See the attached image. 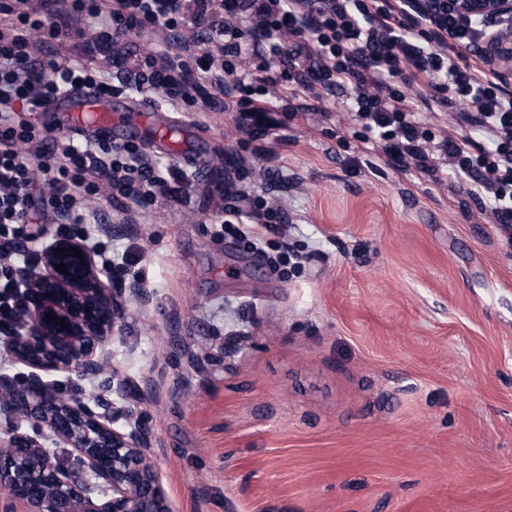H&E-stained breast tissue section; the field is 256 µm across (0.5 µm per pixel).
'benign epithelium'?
Wrapping results in <instances>:
<instances>
[{"label":"benign epithelium","mask_w":512,"mask_h":512,"mask_svg":"<svg viewBox=\"0 0 512 512\" xmlns=\"http://www.w3.org/2000/svg\"><path fill=\"white\" fill-rule=\"evenodd\" d=\"M417 4L499 20L482 51L499 78L512 84V0ZM61 263L67 271H58ZM19 277L22 310L9 336L18 360L46 373L96 372L97 351L123 326L122 289L112 287L83 244L67 238L43 247L38 262ZM0 417L10 424L0 448L16 450L6 465L0 455V497L23 503L26 512H174L146 454L152 434L140 414L72 405L36 374L23 385L0 381ZM21 421L32 433L20 431ZM52 446L69 449V461H61Z\"/></svg>","instance_id":"7a95c632"}]
</instances>
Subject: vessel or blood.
Instances as JSON below:
<instances>
[{
  "label": "vessel or blood",
  "mask_w": 512,
  "mask_h": 512,
  "mask_svg": "<svg viewBox=\"0 0 512 512\" xmlns=\"http://www.w3.org/2000/svg\"><path fill=\"white\" fill-rule=\"evenodd\" d=\"M52 113V131L72 137L106 133L112 129L111 102L83 90L65 92L45 106Z\"/></svg>",
  "instance_id": "obj_1"
}]
</instances>
